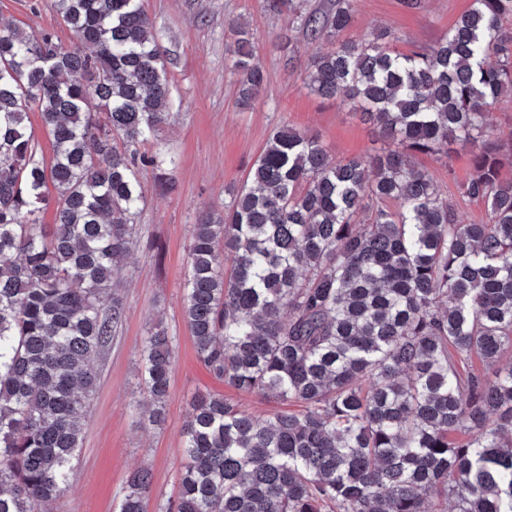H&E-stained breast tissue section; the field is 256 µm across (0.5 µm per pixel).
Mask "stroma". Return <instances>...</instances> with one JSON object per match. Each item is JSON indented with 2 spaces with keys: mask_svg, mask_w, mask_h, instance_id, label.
Instances as JSON below:
<instances>
[{
  "mask_svg": "<svg viewBox=\"0 0 512 512\" xmlns=\"http://www.w3.org/2000/svg\"><path fill=\"white\" fill-rule=\"evenodd\" d=\"M472 0H422L417 9L402 0H358L346 38L362 40L388 29L391 47L407 53L434 45L471 6ZM161 38L171 81L170 125L145 145L147 153L173 158L168 188L157 185L152 167L142 168L146 199L138 218L137 242L117 278L123 298L122 322L97 360L99 386L84 416L82 446L68 476L61 512H118L129 473L149 469L153 495L148 512L178 494L183 462L182 429L189 399L209 390L243 411L270 414L280 404L246 394L213 378L200 364L183 319L184 283L194 224L202 215L223 213L230 195L246 180L272 135L288 126L319 136L336 161L365 157L386 142L358 113L336 100L310 93L304 72L310 57L326 51L305 31L289 27L286 16L265 8L264 0H143ZM26 30L54 32L63 46L75 42L60 24L50 0H0V19ZM253 34V56L267 82L248 106L238 104L234 58L227 51L233 24ZM415 162L440 188L460 221L486 218L483 203L461 194L473 169L462 151L419 154ZM176 336L166 415L155 424L137 410L146 398L140 382V347L155 323Z\"/></svg>",
  "mask_w": 512,
  "mask_h": 512,
  "instance_id": "stroma-1",
  "label": "stroma"
}]
</instances>
